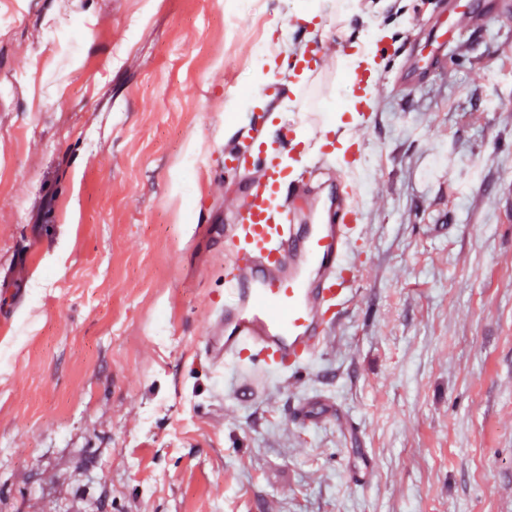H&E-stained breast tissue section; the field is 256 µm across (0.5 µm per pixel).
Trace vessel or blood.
<instances>
[{
	"mask_svg": "<svg viewBox=\"0 0 512 512\" xmlns=\"http://www.w3.org/2000/svg\"><path fill=\"white\" fill-rule=\"evenodd\" d=\"M291 125L310 131L294 140L291 159L262 136L224 156L225 168L259 169L235 223L224 227L226 301L211 307L204 327V356L228 393L313 364L357 291L354 257L365 243L363 141L348 133L329 142L322 112L298 114ZM309 165L318 173L342 170L344 178L323 190L307 182ZM295 191L303 205L294 204Z\"/></svg>",
	"mask_w": 512,
	"mask_h": 512,
	"instance_id": "obj_1",
	"label": "vessel or blood"
}]
</instances>
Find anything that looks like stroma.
Returning a JSON list of instances; mask_svg holds the SVG:
<instances>
[{"mask_svg":"<svg viewBox=\"0 0 512 512\" xmlns=\"http://www.w3.org/2000/svg\"><path fill=\"white\" fill-rule=\"evenodd\" d=\"M466 2L0 0V512H512V0ZM343 26L378 75L357 295L315 364L217 395L256 175L224 153L349 107Z\"/></svg>","mask_w":512,"mask_h":512,"instance_id":"1","label":"stroma"}]
</instances>
